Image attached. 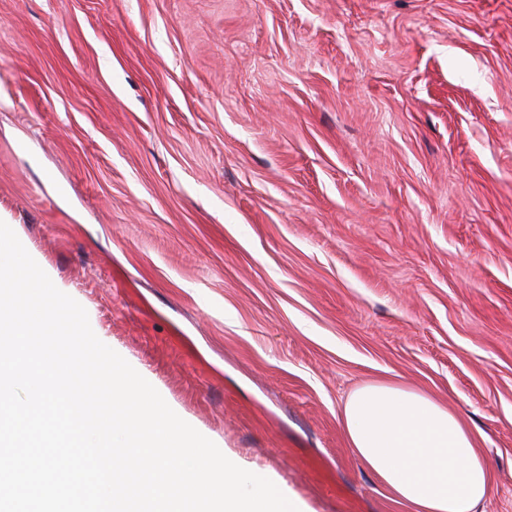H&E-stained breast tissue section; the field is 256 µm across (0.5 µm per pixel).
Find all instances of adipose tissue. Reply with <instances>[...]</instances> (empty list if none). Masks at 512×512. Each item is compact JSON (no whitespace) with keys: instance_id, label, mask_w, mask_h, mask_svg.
<instances>
[{"instance_id":"ef3b65f1","label":"adipose tissue","mask_w":512,"mask_h":512,"mask_svg":"<svg viewBox=\"0 0 512 512\" xmlns=\"http://www.w3.org/2000/svg\"><path fill=\"white\" fill-rule=\"evenodd\" d=\"M342 428L356 456L414 512H482L491 489L487 464L442 403L369 384L347 398Z\"/></svg>"}]
</instances>
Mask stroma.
Listing matches in <instances>:
<instances>
[{
    "instance_id": "35a3bbf8",
    "label": "stroma",
    "mask_w": 512,
    "mask_h": 512,
    "mask_svg": "<svg viewBox=\"0 0 512 512\" xmlns=\"http://www.w3.org/2000/svg\"><path fill=\"white\" fill-rule=\"evenodd\" d=\"M0 212L304 512H412L341 425L375 383L512 512V0H0Z\"/></svg>"
}]
</instances>
